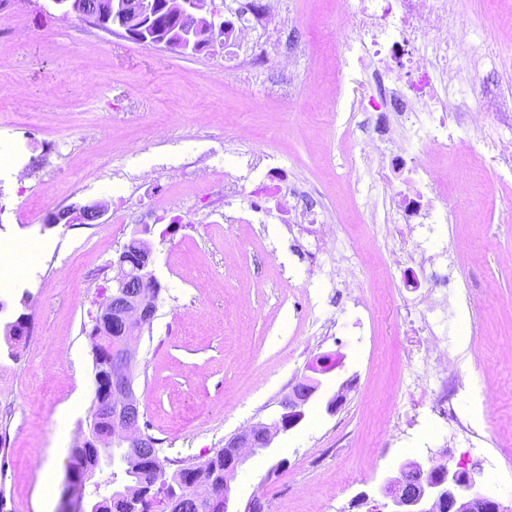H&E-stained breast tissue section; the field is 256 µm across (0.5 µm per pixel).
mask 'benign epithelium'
Listing matches in <instances>:
<instances>
[{"instance_id":"benign-epithelium-1","label":"benign epithelium","mask_w":512,"mask_h":512,"mask_svg":"<svg viewBox=\"0 0 512 512\" xmlns=\"http://www.w3.org/2000/svg\"><path fill=\"white\" fill-rule=\"evenodd\" d=\"M56 10L75 13L92 21L97 27L118 34L135 43L163 46L180 54H195L200 38L211 37L224 42V19L221 12L212 9L210 17H200L205 0H49ZM105 212L100 201L70 206L46 215L48 224L73 223L79 219L97 221ZM151 228L142 224L130 234L137 262L128 266L126 252H121L113 265L118 275L113 279L120 297L111 300L100 311L102 324L91 329L97 346L109 357L110 367L104 377L105 388L97 400L100 417L106 421L103 433H88L78 452L105 439L116 448L123 449L124 459L148 456L151 443L137 428L140 418L138 402L134 396L132 359L134 344L144 330L151 328L157 307L144 301V295L161 287L152 266L154 251L148 235ZM322 386V381L305 377L293 388L292 394L282 402L284 412L273 428H264L262 449L268 450L274 433L297 427L305 418V407ZM244 448H255L252 432L245 430L224 442V460L227 479L224 489H214L207 497L209 512H234L229 478L245 461ZM473 480L464 472L440 465L423 473L416 469L401 479H390L381 492L390 498L389 512H434L440 506L443 512H466L473 497ZM58 512H90L86 493V479L67 475V485Z\"/></svg>"}]
</instances>
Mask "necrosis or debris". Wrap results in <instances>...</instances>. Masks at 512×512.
<instances>
[{"mask_svg": "<svg viewBox=\"0 0 512 512\" xmlns=\"http://www.w3.org/2000/svg\"><path fill=\"white\" fill-rule=\"evenodd\" d=\"M455 24L451 0H336V77L358 73L349 86L352 109L392 115L365 133L359 157L379 173L389 166L405 172L403 187L390 198L412 233L423 224L449 223V176L433 153L454 146L457 130L482 119L454 102V58L467 57L475 70L481 66L457 40ZM265 179L282 223L319 222L307 192L273 168Z\"/></svg>", "mask_w": 512, "mask_h": 512, "instance_id": "obj_1", "label": "necrosis or debris"}]
</instances>
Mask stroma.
<instances>
[{"mask_svg": "<svg viewBox=\"0 0 512 512\" xmlns=\"http://www.w3.org/2000/svg\"><path fill=\"white\" fill-rule=\"evenodd\" d=\"M282 27L253 32L250 43L183 56L137 44L77 16L63 18L45 0H0V87L25 94L24 107L0 104V158L18 149L32 169L23 184L0 170V512H57L38 489L31 459L52 461L64 482L80 429L91 418L94 366L89 331L112 293L113 263L132 227L125 211L151 227L154 274L161 284L156 318L136 345L134 393L139 426L162 454L198 463L256 424L273 425L282 401L325 354H342L332 382L311 399L305 420L275 436L272 452L248 454L230 480L238 507L251 497L273 512H380L379 486L413 464L475 466V492L512 512V116L493 112L454 149L436 154L454 173L449 224L422 228L418 243L403 227L372 223L385 215L384 182L353 164L359 149L347 128L371 127L379 112H354L332 74L331 46H308L312 26L327 25L334 0H284ZM458 37L481 57L464 74L476 85L463 107L480 111L483 95L512 103V0H452ZM296 46L292 74L253 60L254 43ZM204 155L205 182L224 184L227 161L267 156L288 180L315 186L311 202L336 227V252L318 251L298 225L263 211L243 194L245 220L208 217L194 184L170 169ZM156 176L135 183L143 164ZM127 188L126 204L109 187ZM173 198L182 224L162 220L159 200ZM103 202L88 224L44 223L47 213ZM18 241L36 255H14ZM436 254L459 301L438 318L460 385L452 397L469 441L449 442L448 422L433 410L446 371L423 373L427 337L418 300L406 287L405 259L415 246ZM44 307L14 341L6 321ZM483 351L473 363L471 346ZM351 386L336 413L326 400ZM499 467L483 478L485 454Z\"/></svg>", "mask_w": 512, "mask_h": 512, "instance_id": "obj_1", "label": "stroma"}]
</instances>
